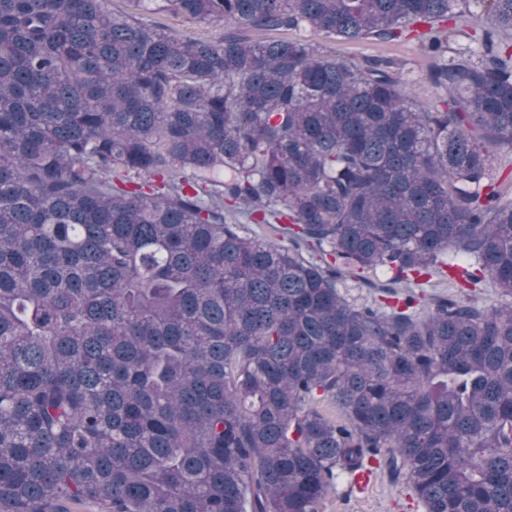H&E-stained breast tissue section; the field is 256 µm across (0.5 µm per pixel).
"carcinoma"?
Segmentation results:
<instances>
[{"label":"carcinoma","mask_w":512,"mask_h":512,"mask_svg":"<svg viewBox=\"0 0 512 512\" xmlns=\"http://www.w3.org/2000/svg\"><path fill=\"white\" fill-rule=\"evenodd\" d=\"M126 2L0 0V512H512V0ZM327 50L351 58L387 57L392 58L402 67L404 78L413 83V89L418 99H431L432 89L421 79L426 62L420 54L419 45L415 40H403L391 44L371 42H321ZM350 481H337L327 494L323 512H424L406 485L393 483L381 470H374L362 490L357 485L351 489Z\"/></svg>","instance_id":"carcinoma-1"}]
</instances>
